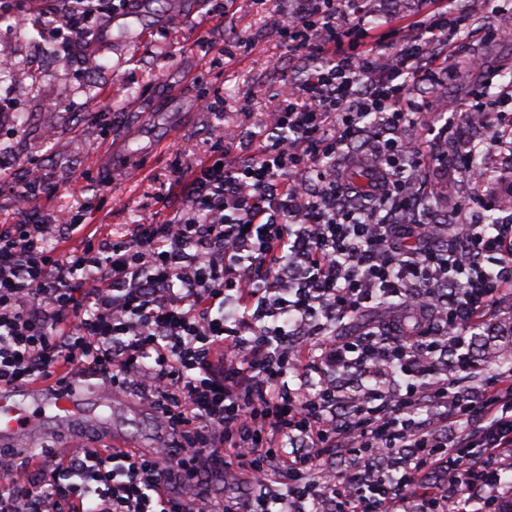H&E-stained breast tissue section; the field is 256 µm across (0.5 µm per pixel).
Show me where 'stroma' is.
<instances>
[{
  "mask_svg": "<svg viewBox=\"0 0 512 512\" xmlns=\"http://www.w3.org/2000/svg\"><path fill=\"white\" fill-rule=\"evenodd\" d=\"M287 7L288 0H145L128 33H116L115 50L98 54L92 70L83 66V48L62 53L35 28L9 37L17 70L0 81V96L12 105L0 115V160L10 164L14 181L0 189V225L49 224L58 210L85 206L88 223L122 235L130 225L157 223L160 196L172 192L184 201L189 185L178 177L203 157L221 152L227 164L244 161L249 149L225 147L215 130H266L280 108L281 79L300 77L305 64L289 54L278 26ZM385 7L396 24L373 32L382 55L396 45L394 27L418 32L432 19L422 0H385ZM454 7L467 17L469 35L447 38L450 73L426 98L433 112L470 100L478 88L493 95L512 83V37L491 35L512 20V0H456ZM177 91L216 96L222 106L186 113L172 135L169 104ZM96 112L104 122H94ZM117 139L140 157L136 179L109 172L107 152ZM31 163L55 193L24 213L16 209L13 191ZM423 180L438 187L441 196L433 205L442 213L492 191L512 197L511 187L473 181L448 166L426 169ZM128 398L112 405L90 394L85 400L111 433L144 452H163L173 438L170 428L138 394Z\"/></svg>",
  "mask_w": 512,
  "mask_h": 512,
  "instance_id": "35a3bbf8",
  "label": "stroma"
}]
</instances>
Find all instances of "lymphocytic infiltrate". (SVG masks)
Returning <instances> with one entry per match:
<instances>
[{"label": "lymphocytic infiltrate", "mask_w": 512, "mask_h": 512, "mask_svg": "<svg viewBox=\"0 0 512 512\" xmlns=\"http://www.w3.org/2000/svg\"><path fill=\"white\" fill-rule=\"evenodd\" d=\"M428 2L432 25L379 56L344 48L369 35L353 0H289L281 32L305 76L250 158L205 157L185 206L160 198L161 223L114 237L69 210L54 229L0 227V386L98 372L175 433L163 457L76 448L26 469L0 453V512H448L447 496L411 493L440 471L457 497L481 486L475 512L512 498V342L493 347L477 392L455 381L512 288V225L420 217L433 160L402 137L427 109L414 85L448 72V25H466L450 0ZM25 3L66 53L112 15L106 0ZM339 154L371 174L379 207L358 205L328 164ZM378 301L397 314L333 335ZM327 448L354 473L330 476ZM223 470L250 491L222 509L172 490Z\"/></svg>", "instance_id": "lymphocytic-infiltrate-1"}]
</instances>
